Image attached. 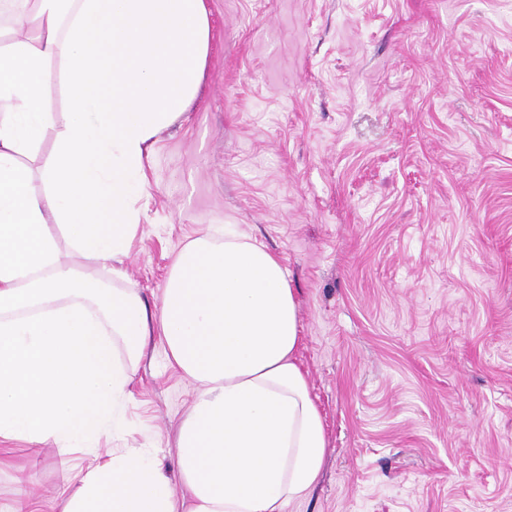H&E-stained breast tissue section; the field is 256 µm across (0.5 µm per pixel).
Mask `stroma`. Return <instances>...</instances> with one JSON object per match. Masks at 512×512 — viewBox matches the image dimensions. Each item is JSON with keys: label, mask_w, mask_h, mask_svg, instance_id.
I'll return each instance as SVG.
<instances>
[{"label": "stroma", "mask_w": 512, "mask_h": 512, "mask_svg": "<svg viewBox=\"0 0 512 512\" xmlns=\"http://www.w3.org/2000/svg\"><path fill=\"white\" fill-rule=\"evenodd\" d=\"M207 64L156 138L122 268L236 225L281 261L329 448L284 512H512V0H205ZM101 448L173 473L196 383L154 339ZM46 503L80 455L12 441Z\"/></svg>", "instance_id": "1"}]
</instances>
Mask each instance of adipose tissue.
<instances>
[{"mask_svg":"<svg viewBox=\"0 0 512 512\" xmlns=\"http://www.w3.org/2000/svg\"><path fill=\"white\" fill-rule=\"evenodd\" d=\"M208 45L204 0H0V467L11 439L89 456L59 512H283L323 467L277 257L231 227L197 239L153 311L97 273L124 277L144 158L194 97ZM53 79L61 113L44 104ZM156 336L199 384L173 478L151 452L99 447L133 377L125 362Z\"/></svg>","mask_w":512,"mask_h":512,"instance_id":"obj_1","label":"adipose tissue"}]
</instances>
